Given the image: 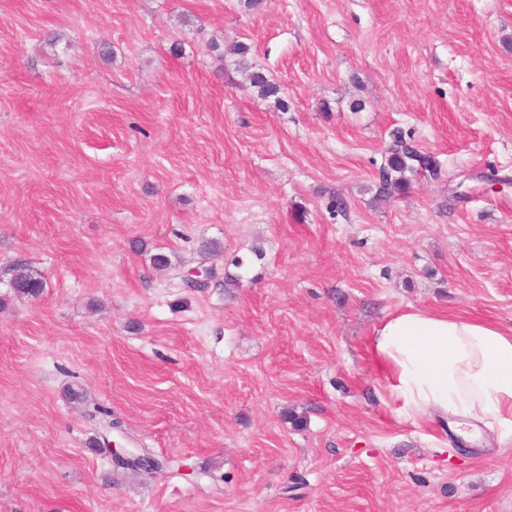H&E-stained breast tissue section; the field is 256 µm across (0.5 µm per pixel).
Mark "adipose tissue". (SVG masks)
<instances>
[{
  "instance_id": "obj_1",
  "label": "adipose tissue",
  "mask_w": 512,
  "mask_h": 512,
  "mask_svg": "<svg viewBox=\"0 0 512 512\" xmlns=\"http://www.w3.org/2000/svg\"><path fill=\"white\" fill-rule=\"evenodd\" d=\"M371 348L413 415L458 418L467 439L484 428L512 438V328L412 307L387 319Z\"/></svg>"
}]
</instances>
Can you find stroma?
Segmentation results:
<instances>
[{"label":"stroma","instance_id":"1","mask_svg":"<svg viewBox=\"0 0 512 512\" xmlns=\"http://www.w3.org/2000/svg\"><path fill=\"white\" fill-rule=\"evenodd\" d=\"M397 132L440 174L383 201ZM410 305L512 327V0H0V512H512L374 364ZM249 50L248 45L236 43L231 45L227 52L238 57L236 64L247 75L250 86L255 89L258 96L264 99L273 98L275 105L288 108V102L280 96V87L272 82L261 68H256V65L247 59ZM44 287L43 277L34 270H23L14 277L11 283L14 294L20 298L37 296L43 292Z\"/></svg>","mask_w":512,"mask_h":512}]
</instances>
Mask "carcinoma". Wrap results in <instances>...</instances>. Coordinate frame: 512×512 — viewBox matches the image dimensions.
I'll return each instance as SVG.
<instances>
[{"label": "carcinoma", "mask_w": 512, "mask_h": 512, "mask_svg": "<svg viewBox=\"0 0 512 512\" xmlns=\"http://www.w3.org/2000/svg\"><path fill=\"white\" fill-rule=\"evenodd\" d=\"M210 48L218 53L220 58L224 57L226 52L237 57L236 64L247 75L250 86L255 89L258 96L273 99L274 104L279 107H288V102L280 96V87L272 82L262 69L247 59L248 45L236 43L225 52L221 50L220 44L213 42ZM439 172L440 164L434 155L420 151L418 147L396 132L393 134L392 145L389 148L387 164L379 172L377 196L384 200L389 199L394 194L408 189L412 177L418 174L436 177ZM44 287L43 277L34 270L22 271L11 283L14 294L20 298L37 296L43 292Z\"/></svg>", "instance_id": "carcinoma-1"}]
</instances>
